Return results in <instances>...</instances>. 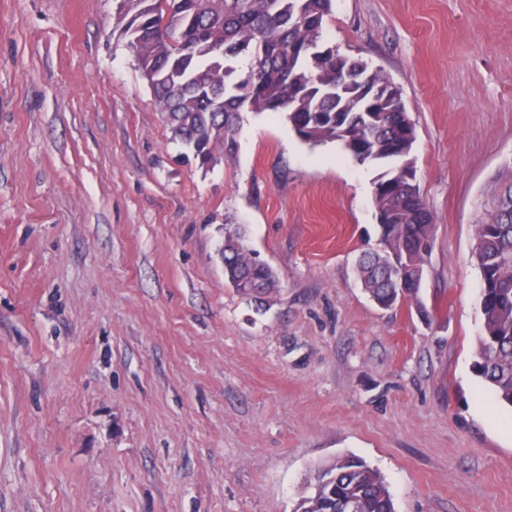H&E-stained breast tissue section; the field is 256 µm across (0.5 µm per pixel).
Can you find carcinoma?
<instances>
[{
  "label": "carcinoma",
  "instance_id": "cac0c4a2",
  "mask_svg": "<svg viewBox=\"0 0 512 512\" xmlns=\"http://www.w3.org/2000/svg\"><path fill=\"white\" fill-rule=\"evenodd\" d=\"M332 0H120V36L174 138L200 163L237 148L240 113L281 112L304 142H337L360 163L383 168L374 182L380 248L364 252L357 275L371 298L404 301L426 314L419 292L434 232L410 158L415 126L402 91L367 62L322 43ZM247 60L240 74L235 63ZM476 224L472 258L481 276L483 327L476 376L512 406V163L494 179ZM224 274L243 296L277 288L251 256L241 227L224 233ZM301 512H395L381 475L341 457L318 476Z\"/></svg>",
  "mask_w": 512,
  "mask_h": 512
}]
</instances>
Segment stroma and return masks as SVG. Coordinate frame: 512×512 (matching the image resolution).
<instances>
[{
	"label": "stroma",
	"mask_w": 512,
	"mask_h": 512,
	"mask_svg": "<svg viewBox=\"0 0 512 512\" xmlns=\"http://www.w3.org/2000/svg\"><path fill=\"white\" fill-rule=\"evenodd\" d=\"M118 7L0 0V512H294L346 454L395 512H512L471 258L512 160V0H333L323 27L415 124L425 321L356 275L378 167L247 111L234 156L200 165ZM229 224L274 291L228 285Z\"/></svg>",
	"instance_id": "obj_1"
}]
</instances>
